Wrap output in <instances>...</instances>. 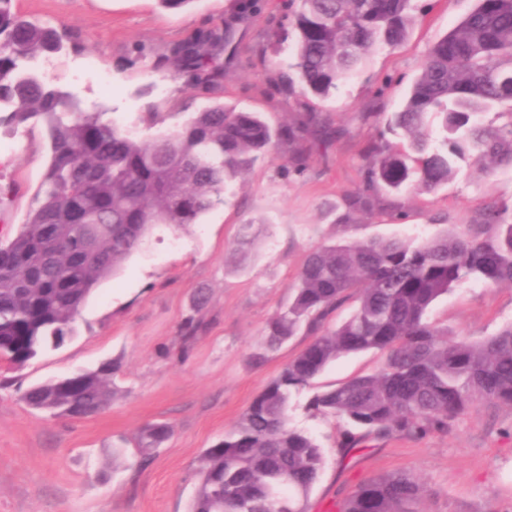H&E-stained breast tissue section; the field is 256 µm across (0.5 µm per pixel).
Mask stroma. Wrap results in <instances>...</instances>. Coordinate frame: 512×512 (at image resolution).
I'll return each mask as SVG.
<instances>
[{
    "mask_svg": "<svg viewBox=\"0 0 512 512\" xmlns=\"http://www.w3.org/2000/svg\"><path fill=\"white\" fill-rule=\"evenodd\" d=\"M234 0H195L168 10L158 0H12V11L76 34L84 53L53 55L45 79L107 112L117 124L149 137L173 129L204 106L223 103L259 112L272 126L292 121L294 97L271 91L285 69L292 41L273 32L283 0H264L260 15L236 24L223 56L224 80L209 90L145 70L136 48L164 53L194 30L223 23ZM475 0H416L417 21L395 49L380 48L359 71L325 97L310 100L338 135L325 156L300 174L288 172L287 145L258 162L199 223L155 225L141 249L102 280L58 349L23 366L0 365V512H187L206 448L221 440L266 383L308 343L294 336L262 364L268 319L287 305L307 255L321 246L399 237L421 241L446 230L471 234L491 204H512V166L487 175L477 167L434 192L399 196L401 214L383 206L351 211L347 197L363 187L365 147L400 109L430 45L457 25ZM48 159L40 125L0 132V184L12 192L0 204V240L21 227ZM262 219L267 230L245 268L231 247L243 224ZM208 301L197 307L198 291ZM207 326L181 351L188 317ZM430 318L458 338L477 339L512 322V288L466 283L442 296ZM113 363L117 394L111 406L83 419L54 416L21 398L31 385ZM379 354L345 356L316 380L329 386L378 367ZM310 391L291 403L288 424L318 439L325 464L309 496L310 512L337 505L370 477L407 470L429 494L423 512H512V408L476 403L448 433L370 440L348 457L336 448L337 422L312 416ZM149 423L171 426L172 437L143 465L135 439ZM120 451L127 468L113 469Z\"/></svg>",
    "mask_w": 512,
    "mask_h": 512,
    "instance_id": "stroma-1",
    "label": "stroma"
}]
</instances>
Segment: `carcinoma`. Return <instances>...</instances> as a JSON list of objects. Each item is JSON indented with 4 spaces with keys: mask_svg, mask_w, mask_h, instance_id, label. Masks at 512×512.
<instances>
[{
    "mask_svg": "<svg viewBox=\"0 0 512 512\" xmlns=\"http://www.w3.org/2000/svg\"><path fill=\"white\" fill-rule=\"evenodd\" d=\"M0 0V127L41 122L49 161L25 223L0 243V361L22 366L73 335L80 309L98 283L143 245L155 224L184 227L224 202L234 183L278 143L288 165L308 168L314 151L336 130L307 108L354 73L376 47L402 45L415 24L412 0H299L290 24L296 33L289 68L272 81L297 97L293 122L272 128L255 112L222 103L188 115L177 128L150 138L82 106L69 92L26 70L36 56L82 52L72 35L11 11ZM260 10V0H236L224 23L201 28L152 56L137 60L189 89H211L224 77L222 56L234 24ZM512 0H476V6L428 49L401 110L385 134L369 145L364 188L348 197L352 208L380 205V189L428 193L454 180L462 168L512 166ZM489 209L483 230L471 237L445 232L419 242L398 237L332 244L311 252L297 275L295 294L264 329V345L250 356L260 364L299 332L308 344L272 378L234 430L205 449L188 512H309L324 454L316 438L288 427L293 397L311 387L344 355L375 351L373 373L316 391L314 415L344 425L336 447L346 457L366 439L447 432L478 401L512 407V324L478 340L448 339L431 322L433 304L469 282L512 286V216ZM261 229L244 224L233 248L241 267ZM356 302L342 323L328 319L345 301ZM204 330L190 317L184 345ZM116 367L84 373L71 393L64 378L22 394L32 409L70 418L93 416L112 405ZM165 423L144 426L136 437L147 461L170 437ZM425 489L406 470L359 483L338 512H422Z\"/></svg>",
    "mask_w": 512,
    "mask_h": 512,
    "instance_id": "cac0c4a2",
    "label": "carcinoma"
}]
</instances>
